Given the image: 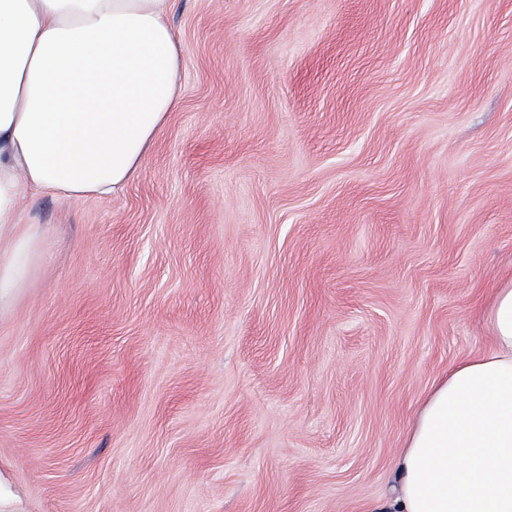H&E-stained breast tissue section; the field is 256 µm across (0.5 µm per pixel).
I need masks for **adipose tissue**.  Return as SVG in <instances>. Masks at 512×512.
Here are the masks:
<instances>
[{
	"mask_svg": "<svg viewBox=\"0 0 512 512\" xmlns=\"http://www.w3.org/2000/svg\"><path fill=\"white\" fill-rule=\"evenodd\" d=\"M172 0H0V306L29 276L42 195L107 198L138 174L179 99ZM488 352L433 385L385 512H512V276Z\"/></svg>",
	"mask_w": 512,
	"mask_h": 512,
	"instance_id": "1",
	"label": "adipose tissue"
}]
</instances>
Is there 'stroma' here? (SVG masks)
Returning <instances> with one entry per match:
<instances>
[{
    "instance_id": "35a3bbf8",
    "label": "stroma",
    "mask_w": 512,
    "mask_h": 512,
    "mask_svg": "<svg viewBox=\"0 0 512 512\" xmlns=\"http://www.w3.org/2000/svg\"><path fill=\"white\" fill-rule=\"evenodd\" d=\"M119 194L0 307L24 512H371L512 275V0H174Z\"/></svg>"
}]
</instances>
